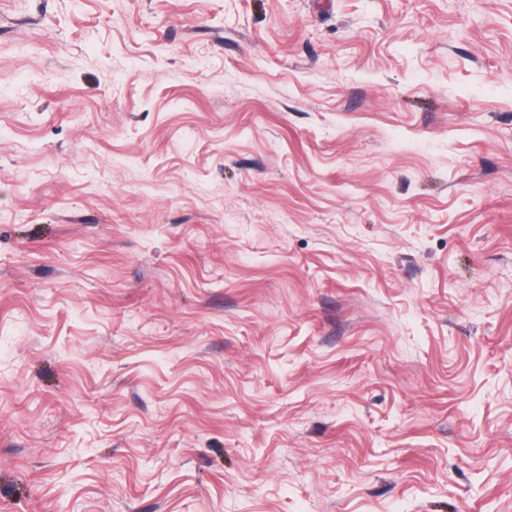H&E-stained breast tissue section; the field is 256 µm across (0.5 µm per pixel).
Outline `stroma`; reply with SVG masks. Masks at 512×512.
I'll return each mask as SVG.
<instances>
[{
    "instance_id": "35a3bbf8",
    "label": "stroma",
    "mask_w": 512,
    "mask_h": 512,
    "mask_svg": "<svg viewBox=\"0 0 512 512\" xmlns=\"http://www.w3.org/2000/svg\"><path fill=\"white\" fill-rule=\"evenodd\" d=\"M0 512H512V0H0Z\"/></svg>"
}]
</instances>
